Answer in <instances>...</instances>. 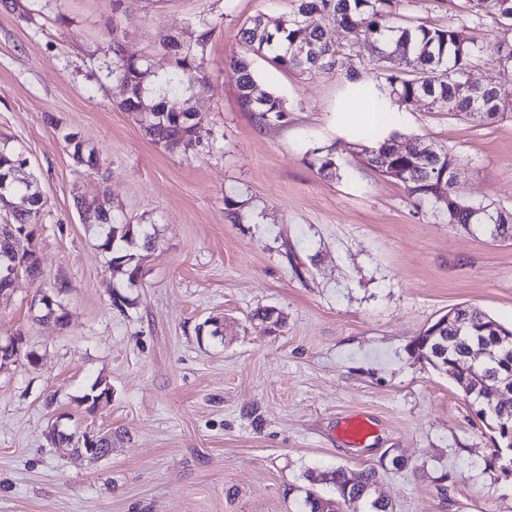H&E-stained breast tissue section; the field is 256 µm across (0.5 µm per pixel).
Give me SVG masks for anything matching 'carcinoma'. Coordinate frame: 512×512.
<instances>
[{
  "mask_svg": "<svg viewBox=\"0 0 512 512\" xmlns=\"http://www.w3.org/2000/svg\"><path fill=\"white\" fill-rule=\"evenodd\" d=\"M128 4L129 0H112V15L108 19L112 35L111 75L129 87L122 106L137 116L153 143L171 153L188 154L196 149L190 115L197 109L192 104L194 95L180 89L175 69H197L201 73L199 88L206 86L205 51L214 27L203 17L196 23L193 40H172L153 56H127L120 15ZM396 8V0H293L291 13L278 18L259 14L241 27L239 36L249 53L264 56L279 68L311 76L336 67L342 49L331 41L329 33L331 28L340 27L351 39L373 44L376 55L366 69L377 82V88L393 101L409 106L427 98L441 110L474 121L512 118L511 90L496 85L479 89L466 86L467 73L480 58L486 57L512 70V0H497L494 4L488 0H469L472 14L479 16L485 11L504 24L502 35L488 43H479L467 36L465 29L454 26H392L389 20L396 14ZM312 16L319 17L324 24L307 22ZM229 66L236 76L245 110L257 113L265 124L284 117L287 108L282 98L269 92L254 95L257 81L248 56L232 57ZM63 140L76 161L92 162L93 155L77 134L67 133ZM396 142L392 135L377 147L364 148L368 165L383 175L396 168L398 181L408 194L417 203L446 214L448 223L464 229L483 225L491 238L512 241V212L466 201L448 192L450 176L458 168L457 158L445 150L443 161L437 163L428 155L401 152ZM26 165L23 152L0 146V177H10L7 185L0 184V210L10 214L13 226L0 236V265L16 259L21 269L34 278L38 275L35 253L21 252L16 245L19 237L33 236L29 226L45 202L40 192L33 189V182H13ZM96 216L98 223L108 226L100 248L112 254V276L120 274L133 282L140 269L137 256L114 249V244L118 240L135 244L137 230L132 224L113 223L111 209L104 204L96 210ZM63 288L65 285L60 284L41 295L38 304L42 316L63 319L57 300ZM453 312L451 322L441 317L417 336L414 350L422 361L450 376L466 395L480 403L479 415L491 419V428L501 441L506 431L512 430V341L502 344L499 337L512 336V325L505 326L469 305L456 307ZM478 342L491 346L493 356L466 371L453 372L449 363L467 356L470 346ZM22 343L23 337L17 335L0 348V368L13 362ZM491 388L498 389L499 394L487 401L485 391ZM110 396L111 387L98 379L81 402L89 403L88 409L92 410L101 399ZM378 479V471L373 468L356 481L341 467L323 471L315 481L330 486L331 494L320 496L305 491L301 512H339L341 502L354 494L370 500L368 512H391L389 503L371 499Z\"/></svg>",
  "mask_w": 512,
  "mask_h": 512,
  "instance_id": "1",
  "label": "carcinoma"
}]
</instances>
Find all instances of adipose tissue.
Returning a JSON list of instances; mask_svg holds the SVG:
<instances>
[{
  "instance_id": "adipose-tissue-1",
  "label": "adipose tissue",
  "mask_w": 512,
  "mask_h": 512,
  "mask_svg": "<svg viewBox=\"0 0 512 512\" xmlns=\"http://www.w3.org/2000/svg\"><path fill=\"white\" fill-rule=\"evenodd\" d=\"M396 118L395 105L371 84L359 81L350 84L346 97L336 108L334 121L347 135L372 145Z\"/></svg>"
}]
</instances>
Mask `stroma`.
Here are the masks:
<instances>
[{"instance_id": "1", "label": "stroma", "mask_w": 512, "mask_h": 512, "mask_svg": "<svg viewBox=\"0 0 512 512\" xmlns=\"http://www.w3.org/2000/svg\"><path fill=\"white\" fill-rule=\"evenodd\" d=\"M110 0H12L0 7V145L22 149L44 196L32 248L38 279L0 294V344L24 354L0 369V512H298L313 475L343 466L379 472L393 512H512V453L496 455L477 406L448 375L412 354V340L448 309L477 307L512 323V241L448 224L397 180L368 166L330 128L347 67L370 44L330 32L342 69L314 76L256 57L257 88L286 103L259 124L227 66L240 26L290 0H132L121 17L129 54L215 30L206 70L182 69L196 100L199 146L171 153L120 103L109 71ZM397 25H455L494 40L495 16L465 0H400ZM405 142L460 162L461 198L512 211V119L483 125L420 101L399 110ZM73 132L98 153L77 164ZM331 153L332 178L313 167ZM106 195L116 222L149 230L136 284L114 278L95 220L78 197ZM68 283L67 325L39 320L40 289ZM130 300L116 308L113 292ZM278 312L268 330L253 314ZM219 319L220 336L204 324ZM38 364H29L26 351ZM112 388L94 411L95 379ZM362 415L364 446L339 436ZM111 431L91 463L49 444L53 422Z\"/></svg>"}]
</instances>
